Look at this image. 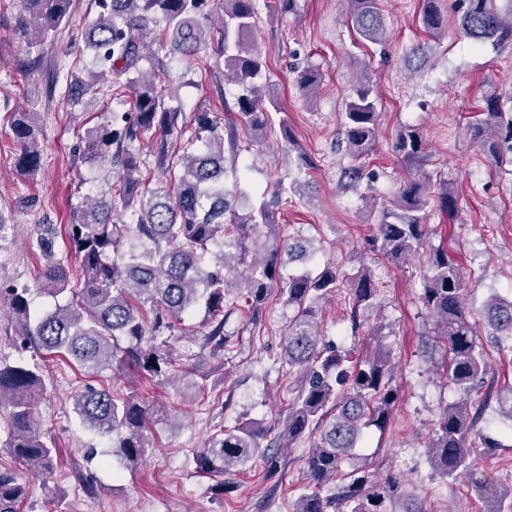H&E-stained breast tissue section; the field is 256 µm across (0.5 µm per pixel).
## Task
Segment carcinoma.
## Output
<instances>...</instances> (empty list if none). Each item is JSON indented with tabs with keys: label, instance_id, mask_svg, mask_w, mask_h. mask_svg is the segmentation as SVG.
<instances>
[{
	"label": "carcinoma",
	"instance_id": "1",
	"mask_svg": "<svg viewBox=\"0 0 512 512\" xmlns=\"http://www.w3.org/2000/svg\"><path fill=\"white\" fill-rule=\"evenodd\" d=\"M352 28L365 41L382 44L386 29L378 0H348ZM441 0H423L420 16L426 32L437 37L448 28ZM96 17L85 44L91 53L86 77L70 78L74 99L103 91L124 90L133 98V118L112 119L88 129L78 158L107 162L118 169V198L107 205L88 197L73 211L67 227L71 253L82 275L71 284L67 265L47 263L41 290L65 302L50 310L32 309L30 288L0 282V303L21 332L20 348L39 355L71 357L82 370L96 375L114 365L131 368L149 381H163L174 367L171 339L181 334V322L198 311L206 315L204 343L213 352L225 351L224 324L238 301L244 300L258 321L259 311L277 295L294 314L284 336V359L296 387L283 428L267 445L261 422L238 423L217 430L196 453V471L224 474L258 458H271L274 449L291 446L306 435H319L305 458L308 485L294 503L293 512H417L389 507L399 498L396 483L372 479L366 464L355 463L364 430L388 424L399 397L392 355L377 350L339 369L343 359L322 342L319 303L340 290L343 279L335 267L319 272H286L287 265L312 255L309 245L280 236L273 220V202H256L240 183L226 186L224 146L235 154L238 127L263 140L271 126L270 112L259 96L266 71L261 52L248 43L257 17L256 0H94ZM14 25L18 43L26 50L25 66L32 71L39 57L32 50L67 24L72 0H20ZM458 26L475 44L512 46V7L503 13L496 0H459ZM169 35V53L191 57L203 46L212 50L215 63H224L225 76L241 89L235 119L224 122L205 107L191 117L170 107L169 94L158 87L165 63L148 52V39L157 28ZM295 84L305 98L315 93L318 74L311 68L297 72ZM482 118L472 125L474 135L490 143L496 163H503L501 143L512 152V118L501 110L499 96L485 95ZM379 112L373 86L361 82L342 113L346 152L354 161L343 171L346 189L371 179L361 159L376 138ZM21 174L33 176L40 168L35 116L21 112L13 122ZM147 136L161 172L154 186L143 178L145 162L133 149ZM394 152L409 162L424 156L419 133L400 131ZM431 203L429 181L413 178L380 210L374 247L386 259L406 261L423 248L428 233L425 212ZM431 275L422 300L435 319L436 343L447 360L446 376L454 388L470 394L487 371L478 341L472 309L463 294V273L448 250L429 255ZM350 318L376 305L380 290L371 270L363 265L352 277ZM487 335L512 342V301L491 299L482 307ZM46 389L36 359L0 361V403L12 408L6 447L14 459L38 477L52 473L56 447L40 431L33 398ZM82 424L107 438H117L123 463L132 468L144 457L148 433L168 419L164 411L132 396L106 388L86 387L75 398ZM483 407L461 400L443 408L427 445L433 469L446 478L471 477L477 493L490 489L505 502L512 501V486L496 490V482L475 470L479 445L472 437ZM352 465L340 484L322 494L323 485L336 481L344 464ZM27 488L0 473V512H17Z\"/></svg>",
	"mask_w": 512,
	"mask_h": 512
}]
</instances>
